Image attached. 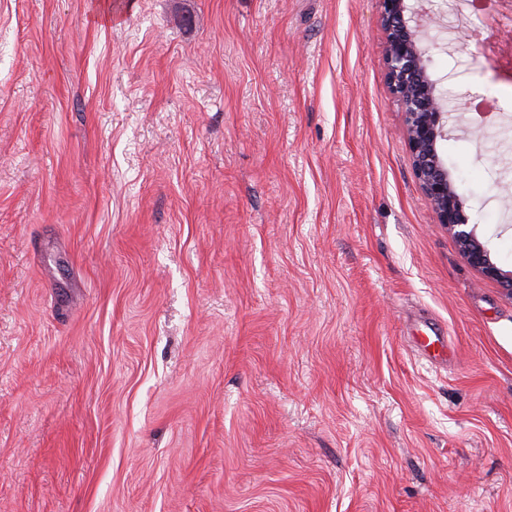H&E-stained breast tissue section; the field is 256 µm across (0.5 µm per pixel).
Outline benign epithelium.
<instances>
[{
  "mask_svg": "<svg viewBox=\"0 0 512 512\" xmlns=\"http://www.w3.org/2000/svg\"><path fill=\"white\" fill-rule=\"evenodd\" d=\"M386 31L384 55L387 79L394 99L404 114L408 143L420 185L438 222L456 238L468 263L484 277L500 283L512 297V269L495 261L477 225L469 223L464 202L457 192L440 142L448 137V113L432 79L427 51L430 31L439 19L414 8L409 0H379Z\"/></svg>",
  "mask_w": 512,
  "mask_h": 512,
  "instance_id": "1",
  "label": "benign epithelium"
}]
</instances>
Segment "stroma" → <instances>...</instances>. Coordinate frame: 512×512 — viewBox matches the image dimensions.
Returning <instances> with one entry per match:
<instances>
[{
	"label": "stroma",
	"mask_w": 512,
	"mask_h": 512,
	"mask_svg": "<svg viewBox=\"0 0 512 512\" xmlns=\"http://www.w3.org/2000/svg\"><path fill=\"white\" fill-rule=\"evenodd\" d=\"M512 267L500 0H432ZM379 0H0V512H512V297L416 177ZM448 341L447 364L414 346Z\"/></svg>",
	"instance_id": "obj_1"
}]
</instances>
